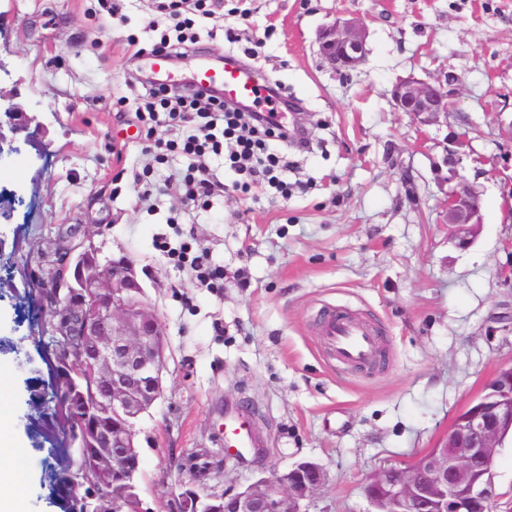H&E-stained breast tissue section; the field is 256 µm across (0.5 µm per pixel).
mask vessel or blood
<instances>
[{"label": "vessel or blood", "instance_id": "obj_1", "mask_svg": "<svg viewBox=\"0 0 512 512\" xmlns=\"http://www.w3.org/2000/svg\"><path fill=\"white\" fill-rule=\"evenodd\" d=\"M194 84H221L225 99L240 104L258 101L265 94L260 75L241 62L225 61L222 69L208 68L196 72ZM319 333L331 358L343 365L355 368L373 361L380 347L376 330L360 316L347 312L328 314L319 326ZM249 424L238 414L229 415L224 423V441L242 447L251 440Z\"/></svg>", "mask_w": 512, "mask_h": 512}]
</instances>
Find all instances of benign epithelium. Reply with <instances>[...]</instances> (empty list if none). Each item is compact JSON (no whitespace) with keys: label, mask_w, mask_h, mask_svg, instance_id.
Wrapping results in <instances>:
<instances>
[{"label":"benign epithelium","mask_w":512,"mask_h":512,"mask_svg":"<svg viewBox=\"0 0 512 512\" xmlns=\"http://www.w3.org/2000/svg\"><path fill=\"white\" fill-rule=\"evenodd\" d=\"M319 54L342 74L361 65L368 54L367 36L357 19L338 16L318 40ZM446 75L432 80L401 79L391 90L394 109L419 125L448 123L454 102ZM462 155L446 154L452 184L446 191V215L458 245L474 241L482 224L480 195L459 172ZM89 237L68 240L54 252L46 270L35 273L43 286L49 322L57 346L56 372L78 365L91 389L71 385L54 402L44 433L71 438L66 467L72 480L57 490L64 512H150L137 494L136 474L129 470L140 451L135 422L163 394L166 367L165 332L158 310L147 300L135 264L126 255L98 258ZM94 413L96 424L78 442L73 434L76 402ZM454 419L448 434L405 467L373 473L364 494L373 512H469L478 501L492 510L498 493L492 468L512 433V366L500 368L484 393ZM325 482L313 461H299L284 471L261 476L240 491L201 496L186 488L177 496L175 512H306Z\"/></svg>","instance_id":"obj_1"}]
</instances>
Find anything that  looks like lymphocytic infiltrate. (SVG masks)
<instances>
[{
  "label": "lymphocytic infiltrate",
  "mask_w": 512,
  "mask_h": 512,
  "mask_svg": "<svg viewBox=\"0 0 512 512\" xmlns=\"http://www.w3.org/2000/svg\"><path fill=\"white\" fill-rule=\"evenodd\" d=\"M158 12L173 24L175 40H160L153 52L170 57L195 50L191 30L196 20L211 19L216 14L217 0H154ZM137 117L152 129L191 127L181 138L163 140L145 134L143 148L157 162L172 153L185 156L188 166L181 177L186 201L204 209L214 195V184L204 164L211 153H227L232 167L240 174L237 186L242 192L255 188L274 189L275 199L288 200L297 191L296 184L280 178L285 162L276 146L288 142L287 128L277 112H243L227 105L223 97L191 86L180 93L169 94L166 86L153 84L137 94Z\"/></svg>",
  "instance_id": "1"
}]
</instances>
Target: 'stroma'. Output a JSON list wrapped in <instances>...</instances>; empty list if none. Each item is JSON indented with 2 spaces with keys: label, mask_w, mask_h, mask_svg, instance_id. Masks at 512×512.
<instances>
[{
  "label": "stroma",
  "mask_w": 512,
  "mask_h": 512,
  "mask_svg": "<svg viewBox=\"0 0 512 512\" xmlns=\"http://www.w3.org/2000/svg\"><path fill=\"white\" fill-rule=\"evenodd\" d=\"M114 3L112 16L99 0H0V90L20 113L0 119V133L21 147L0 161V188L21 199L0 218V362L13 367L7 409L27 450L28 512L63 507L45 479L53 444L27 420L51 393L50 327L23 306L37 304L32 273L74 224L102 256L133 260L165 330L164 397L136 425L152 512H173L183 486L240 490L306 459L326 473L309 512H369L366 478L435 447L512 363V281L501 275L512 266V0H226L237 43L201 36L171 60L168 84L261 43L255 67L304 102L298 115L278 111L308 148L278 150L289 181L308 190L285 202L243 195L227 157L213 155L219 194L207 212L182 197L183 157L157 167L141 149L131 96L152 80L143 50L161 34L153 2ZM341 13L367 31L366 60L345 76L317 42ZM447 72L458 78L447 124L422 128L394 110L398 79ZM455 149L481 202L466 248L443 208ZM149 167L165 193L135 183ZM164 241L205 250L224 267L223 287L175 267ZM327 309L374 323L387 367L334 365L317 333ZM228 408L259 439L235 459L224 451Z\"/></svg>",
  "instance_id": "obj_1"
}]
</instances>
